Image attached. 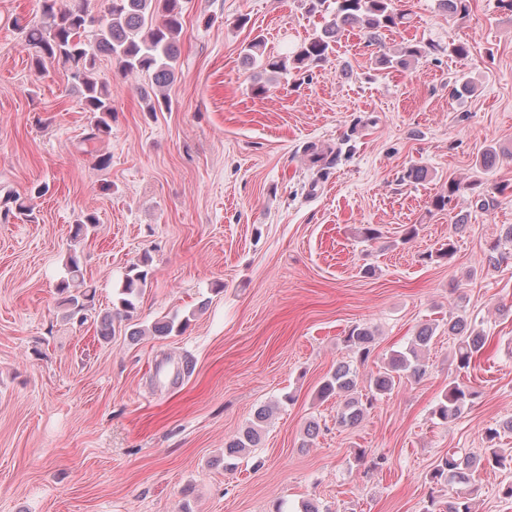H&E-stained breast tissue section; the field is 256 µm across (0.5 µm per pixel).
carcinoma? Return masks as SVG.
<instances>
[{
    "instance_id": "cac0c4a2",
    "label": "carcinoma",
    "mask_w": 512,
    "mask_h": 512,
    "mask_svg": "<svg viewBox=\"0 0 512 512\" xmlns=\"http://www.w3.org/2000/svg\"><path fill=\"white\" fill-rule=\"evenodd\" d=\"M334 3L331 20L319 33L303 42L293 55L285 58L266 56L263 40L256 37L245 48L244 61L273 74L291 70L307 73L328 61L343 32L357 28L363 32L366 46L380 48L384 34L408 23L410 16L406 0H334ZM185 4L186 0H105L103 14L95 16L89 9V0H40L41 21H30L22 26L31 65L40 72L45 70L48 60L58 59L67 65L68 78L72 86L81 91L84 109L91 114L86 140L100 141L109 136L112 129V94L108 84L95 77L100 55L110 57L117 72L124 77H149L150 84L140 88L142 111L155 113L171 109L168 88L176 79ZM438 8L450 16H464L469 12L470 0H438ZM425 54L426 49L421 43L407 41L393 53L380 55L379 64L386 68H404ZM511 187L506 183L495 186L492 192L475 191L472 203L480 210H488L497 203L495 195H502ZM460 190L459 181L448 180V194L435 196L433 208L445 210ZM15 213L29 217L32 208L21 197L10 195L0 207V220L6 221ZM96 224L95 216H84L76 221L72 238L76 241L85 238ZM67 268L70 278L61 281L57 291L63 295L62 305L69 315L75 316L92 305L95 293L84 283L77 253L68 256ZM149 274L147 258L130 268L118 304L102 318L103 329H108L116 319H132L135 301L147 285ZM187 324L186 318L164 317L152 324L151 332L155 336L179 334ZM436 329L435 324H426L419 329L410 346L403 352L393 353L387 366L372 376L365 387L361 386L359 366L370 355L374 334L362 325L350 329L343 342L353 359L338 363L318 388L319 398L340 400L336 424L340 427L358 424L373 400L391 393L397 380L403 377L414 381L422 379L426 368L421 352L432 340ZM448 335L456 338L455 359L461 368L469 366L488 341L483 333L467 327L460 316H448ZM474 395L475 392L465 385L451 384L435 414L441 420L451 422L459 417ZM272 413L270 405L258 408L249 425L225 444L224 466H236L234 460L237 457L246 449L258 446ZM481 461L505 468L512 464V448L490 446L478 458L459 459L450 454L434 471L432 479H444L450 485L466 484L471 481L476 463ZM425 512H473V508L466 497L458 495L441 505L430 500V508Z\"/></svg>"
}]
</instances>
